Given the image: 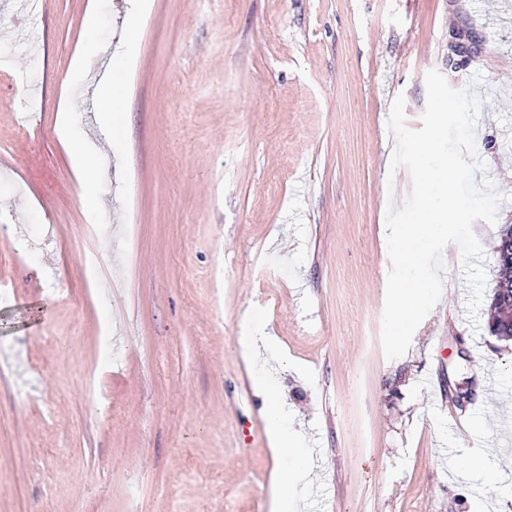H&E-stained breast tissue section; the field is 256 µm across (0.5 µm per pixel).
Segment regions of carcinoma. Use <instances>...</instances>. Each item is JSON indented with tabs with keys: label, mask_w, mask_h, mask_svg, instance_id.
I'll return each instance as SVG.
<instances>
[{
	"label": "carcinoma",
	"mask_w": 512,
	"mask_h": 512,
	"mask_svg": "<svg viewBox=\"0 0 512 512\" xmlns=\"http://www.w3.org/2000/svg\"><path fill=\"white\" fill-rule=\"evenodd\" d=\"M495 261L499 267L496 285L505 292H492L487 313V328L491 335L501 341L512 340V225L500 230L499 243L495 250Z\"/></svg>",
	"instance_id": "cac0c4a2"
}]
</instances>
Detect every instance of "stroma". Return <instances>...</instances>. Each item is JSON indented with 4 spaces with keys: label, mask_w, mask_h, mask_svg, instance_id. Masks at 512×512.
<instances>
[{
    "label": "stroma",
    "mask_w": 512,
    "mask_h": 512,
    "mask_svg": "<svg viewBox=\"0 0 512 512\" xmlns=\"http://www.w3.org/2000/svg\"><path fill=\"white\" fill-rule=\"evenodd\" d=\"M134 3L0 0V512H271L279 465L311 471L301 512H512L460 469L490 444L512 477V344L467 317L459 252L408 353L380 342L391 102L417 129L428 71L483 73L476 150L512 193V0ZM133 19L115 140L96 88ZM247 311L286 352L260 370L304 437L279 461ZM73 169L80 175V198L85 209L94 214L98 211L102 186L96 173L94 156L81 144H73L70 149ZM237 344L243 357L252 364L264 357L261 350L267 355L265 360L278 359L272 336H263L253 328L249 312H245L243 316L241 335L237 338Z\"/></svg>",
    "instance_id": "stroma-1"
}]
</instances>
